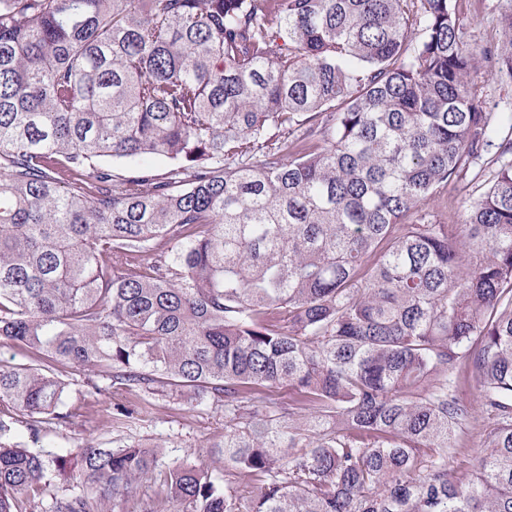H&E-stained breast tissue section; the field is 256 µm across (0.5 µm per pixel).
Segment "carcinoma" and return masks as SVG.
<instances>
[{"mask_svg":"<svg viewBox=\"0 0 512 512\" xmlns=\"http://www.w3.org/2000/svg\"><path fill=\"white\" fill-rule=\"evenodd\" d=\"M458 31L454 0H0V342L29 358L0 360V512L54 475L49 512H111L157 466L10 440L82 416L62 367L107 378L109 423L224 403V481L172 461L174 512H239L246 477L248 512H512V112ZM146 155L172 166L103 165ZM469 369L496 425L454 477ZM479 100V105L484 112H492L493 103H499V109L512 106V82L501 83L490 79L483 84ZM497 168L498 164L486 165L483 176L477 180L471 181L473 178L471 172L467 174L466 178L454 177L449 180L448 186L430 202L431 219L436 224H461L464 219L463 206L466 205L465 202L473 201L479 196Z\"/></svg>","mask_w":512,"mask_h":512,"instance_id":"cac0c4a2","label":"carcinoma"}]
</instances>
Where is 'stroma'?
Segmentation results:
<instances>
[{"mask_svg": "<svg viewBox=\"0 0 512 512\" xmlns=\"http://www.w3.org/2000/svg\"><path fill=\"white\" fill-rule=\"evenodd\" d=\"M511 0H457L459 35L472 52L478 69L487 66L486 54L499 48L504 40L501 13ZM496 164L486 165L482 178L451 179L447 187L431 201L429 211L434 222L458 224L464 219L467 202L476 199L496 171ZM75 402L81 403L84 415L70 423L54 425L39 440H32L24 417H17L12 428L14 440L49 453H65L67 449L91 443L104 447L125 444L154 446L158 449V465L151 480L144 482L139 497L151 503L160 500L159 484L167 465L176 459H190L223 473L224 460L211 454L210 445L223 440L230 424L224 417L223 403L207 402L197 406L187 403L186 395L160 393L152 396L150 405L130 424L106 425L104 418L110 407L106 394L95 393L86 383L75 385ZM459 395L473 407L466 425L456 436V451L448 458V468L458 472L470 468L483 454L485 440L494 419L483 412L475 373L462 374Z\"/></svg>", "mask_w": 512, "mask_h": 512, "instance_id": "35a3bbf8", "label": "stroma"}]
</instances>
